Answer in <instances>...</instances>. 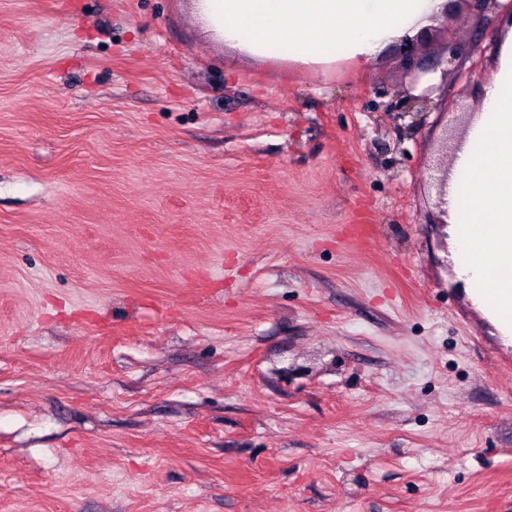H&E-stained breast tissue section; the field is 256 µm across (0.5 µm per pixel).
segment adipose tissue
<instances>
[{
  "instance_id": "obj_1",
  "label": "adipose tissue",
  "mask_w": 512,
  "mask_h": 512,
  "mask_svg": "<svg viewBox=\"0 0 512 512\" xmlns=\"http://www.w3.org/2000/svg\"><path fill=\"white\" fill-rule=\"evenodd\" d=\"M225 49L326 71L366 69L438 25L448 0H194ZM451 261L472 303L512 344V17L489 52L481 100L448 170Z\"/></svg>"
}]
</instances>
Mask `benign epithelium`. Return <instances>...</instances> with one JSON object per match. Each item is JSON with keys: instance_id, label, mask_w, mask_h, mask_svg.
Instances as JSON below:
<instances>
[{"instance_id": "benign-epithelium-1", "label": "benign epithelium", "mask_w": 512, "mask_h": 512, "mask_svg": "<svg viewBox=\"0 0 512 512\" xmlns=\"http://www.w3.org/2000/svg\"><path fill=\"white\" fill-rule=\"evenodd\" d=\"M421 45L418 42L401 43L397 46L398 57L402 66L404 85L391 92V100L386 111L404 115L423 113L431 104L432 90L426 89L420 94L413 93L424 74L437 68L443 75L452 71H460L470 58V50L461 44L450 43L444 51L433 56V61L424 63L420 58Z\"/></svg>"}]
</instances>
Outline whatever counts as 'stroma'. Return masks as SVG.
Returning <instances> with one entry per match:
<instances>
[{
  "instance_id": "stroma-1",
  "label": "stroma",
  "mask_w": 512,
  "mask_h": 512,
  "mask_svg": "<svg viewBox=\"0 0 512 512\" xmlns=\"http://www.w3.org/2000/svg\"><path fill=\"white\" fill-rule=\"evenodd\" d=\"M400 78L0 0V512H512V348L434 206L483 77L403 118Z\"/></svg>"
}]
</instances>
